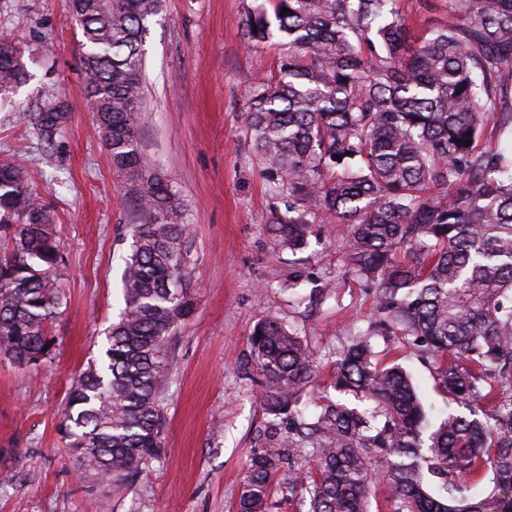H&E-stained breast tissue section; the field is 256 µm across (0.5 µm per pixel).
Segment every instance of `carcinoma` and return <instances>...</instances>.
Here are the masks:
<instances>
[{
  "mask_svg": "<svg viewBox=\"0 0 512 512\" xmlns=\"http://www.w3.org/2000/svg\"><path fill=\"white\" fill-rule=\"evenodd\" d=\"M439 2L275 0L274 18L237 21L247 46L275 31L283 46L275 75L247 94L253 156L288 194L266 231L295 252L325 216L348 270L379 288L378 319L352 336L330 382L371 409L325 396L306 414L314 352L275 319L254 325L260 401L288 436L274 423L250 450L237 512H369L381 486L393 512H512V0ZM70 5L97 130L135 209L120 319L74 380L59 430L82 472L120 491L161 454L168 348L194 309L189 225L177 190L146 174L137 135L158 0ZM32 78L20 44L1 41L0 100ZM45 98L24 120L49 146L70 113ZM34 182L0 162V355L20 368L51 355L64 304L55 217ZM379 335L434 363L435 388L457 405L437 427L412 376L376 358ZM296 448L313 454L302 464Z\"/></svg>",
  "mask_w": 512,
  "mask_h": 512,
  "instance_id": "carcinoma-1",
  "label": "carcinoma"
}]
</instances>
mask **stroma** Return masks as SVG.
Instances as JSON below:
<instances>
[{
	"label": "stroma",
	"mask_w": 512,
	"mask_h": 512,
	"mask_svg": "<svg viewBox=\"0 0 512 512\" xmlns=\"http://www.w3.org/2000/svg\"><path fill=\"white\" fill-rule=\"evenodd\" d=\"M273 3L161 0L149 21L138 136L149 169L184 204L195 309L172 340L161 456L116 493L80 475L58 425L74 375L99 355L123 308L133 201L84 93L69 0H0V34L22 37L37 75L0 102V160L37 175L65 259L50 358L23 370L0 359V473L14 476L0 486V512H235L246 455L271 422L258 380L243 369L255 323L275 318L313 350L320 385L305 396L313 413L350 336L376 319L377 290L347 273L335 225L313 224L296 254L265 231L270 208L286 200L270 193L251 153L245 102L275 71L282 48L274 39L246 48L236 21ZM45 84L71 112L49 149L17 114L40 102ZM330 281L335 292L322 294ZM375 351L411 372L433 420L447 413L433 364L394 336L376 337Z\"/></svg>",
	"instance_id": "obj_1"
}]
</instances>
